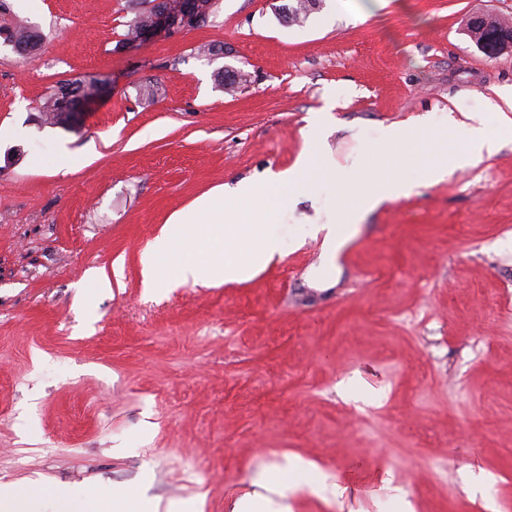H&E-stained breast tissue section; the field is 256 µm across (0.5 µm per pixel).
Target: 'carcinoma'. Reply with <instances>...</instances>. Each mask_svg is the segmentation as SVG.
I'll use <instances>...</instances> for the list:
<instances>
[{"mask_svg":"<svg viewBox=\"0 0 512 512\" xmlns=\"http://www.w3.org/2000/svg\"><path fill=\"white\" fill-rule=\"evenodd\" d=\"M320 2L321 0H296L294 6L283 11L281 18L288 24L300 22L312 11L318 9ZM131 3L134 5L135 16L128 24L122 45L138 47L144 42L145 31L153 24L154 10L160 7V3L159 0H131ZM497 31L512 35V23L492 16L488 30L474 27L470 23L466 24L467 36L478 46L490 39ZM4 34H6L5 40L21 55L38 50L42 40L38 30L24 23L12 25L11 28L4 30ZM103 84L105 80L95 75H86L59 83L39 106L44 122L67 131L74 129L76 122L70 113L100 96Z\"/></svg>","mask_w":512,"mask_h":512,"instance_id":"carcinoma-1","label":"carcinoma"}]
</instances>
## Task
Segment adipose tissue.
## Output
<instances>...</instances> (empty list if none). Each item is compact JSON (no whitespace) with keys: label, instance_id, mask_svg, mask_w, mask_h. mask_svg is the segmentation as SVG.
<instances>
[{"label":"adipose tissue","instance_id":"1","mask_svg":"<svg viewBox=\"0 0 512 512\" xmlns=\"http://www.w3.org/2000/svg\"><path fill=\"white\" fill-rule=\"evenodd\" d=\"M300 457L286 458L263 482L261 493L237 499L231 512H288L286 500L298 491L311 469ZM159 502L138 487L104 491L74 485L47 489L36 484L0 483V512H159Z\"/></svg>","mask_w":512,"mask_h":512}]
</instances>
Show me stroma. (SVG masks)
Wrapping results in <instances>:
<instances>
[{
  "label": "stroma",
  "mask_w": 512,
  "mask_h": 512,
  "mask_svg": "<svg viewBox=\"0 0 512 512\" xmlns=\"http://www.w3.org/2000/svg\"><path fill=\"white\" fill-rule=\"evenodd\" d=\"M290 2L219 0L128 52L127 0H7L44 39L28 60L0 41V479L230 512L288 453L342 489L301 490L293 512H379L390 484L414 512H512V134L369 213L328 268L304 245L246 282L145 290L172 214L292 166L311 113L363 164L382 126L512 96V53L465 34L476 14L512 22V0H381L356 21L322 0L300 25L278 16ZM226 68L247 75L232 94ZM84 75L108 92L75 130L43 124L44 97ZM336 217L309 195L282 221ZM100 270L111 290L81 303ZM144 425L138 455L117 453Z\"/></svg>",
  "instance_id": "1"
}]
</instances>
